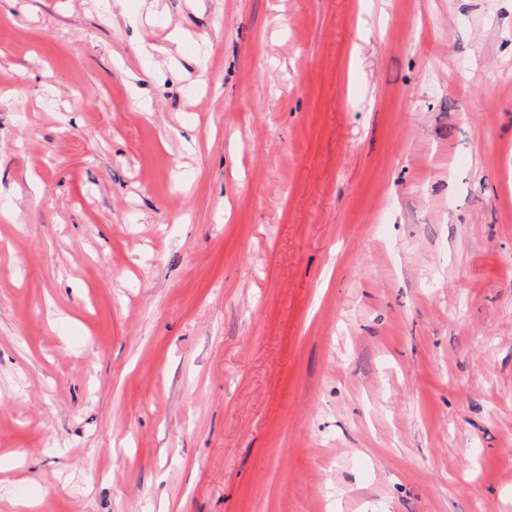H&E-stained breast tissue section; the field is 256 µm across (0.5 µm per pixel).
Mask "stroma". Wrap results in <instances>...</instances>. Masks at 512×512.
<instances>
[{
  "mask_svg": "<svg viewBox=\"0 0 512 512\" xmlns=\"http://www.w3.org/2000/svg\"><path fill=\"white\" fill-rule=\"evenodd\" d=\"M0 0V512H512V0Z\"/></svg>",
  "mask_w": 512,
  "mask_h": 512,
  "instance_id": "35a3bbf8",
  "label": "stroma"
}]
</instances>
